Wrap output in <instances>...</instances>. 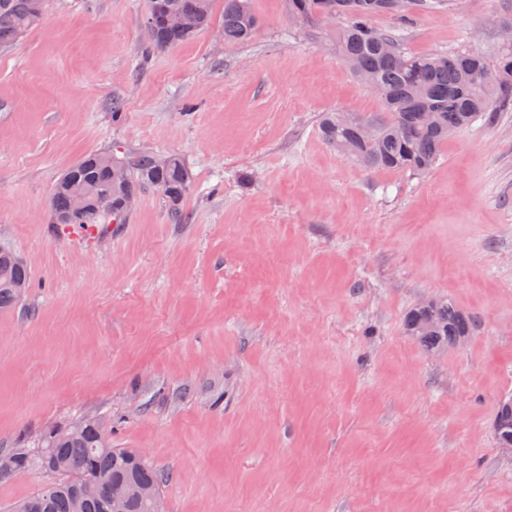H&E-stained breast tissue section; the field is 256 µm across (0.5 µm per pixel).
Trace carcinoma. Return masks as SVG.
Instances as JSON below:
<instances>
[{
	"label": "carcinoma",
	"instance_id": "carcinoma-1",
	"mask_svg": "<svg viewBox=\"0 0 512 512\" xmlns=\"http://www.w3.org/2000/svg\"><path fill=\"white\" fill-rule=\"evenodd\" d=\"M222 4L224 41H249L262 24L252 0H146L145 36L157 50L192 41L214 20V5ZM450 0H288V14L304 22L336 23V55L354 78L381 100L380 118H355L331 112L320 121L323 139L336 151L368 169L397 174H425L437 163L443 145L460 130L482 120L498 121L512 107V47H499L494 59L476 49L410 55L405 30L422 8ZM47 0H0V48L19 42L44 21ZM179 12L199 18L193 29L166 25L164 16ZM397 20L387 30L374 27L380 16ZM126 171V187L113 185L112 166ZM192 174L177 157L159 165L150 155L90 153L60 176L49 202L53 224H124L129 211L125 193L152 186L164 196L171 217H183V202ZM29 271L20 255L0 249V309L19 304L29 287ZM407 330L434 347L462 345L476 333L474 320L446 300L414 310ZM512 398L502 401L494 419L498 443L512 436ZM80 428L48 432L38 448L6 452L9 466L0 467V481L19 473L62 478L49 481L15 503L10 512H111L113 491L128 483L161 485L157 470L135 458L136 450L114 448L99 431V419L78 420Z\"/></svg>",
	"mask_w": 512,
	"mask_h": 512
}]
</instances>
